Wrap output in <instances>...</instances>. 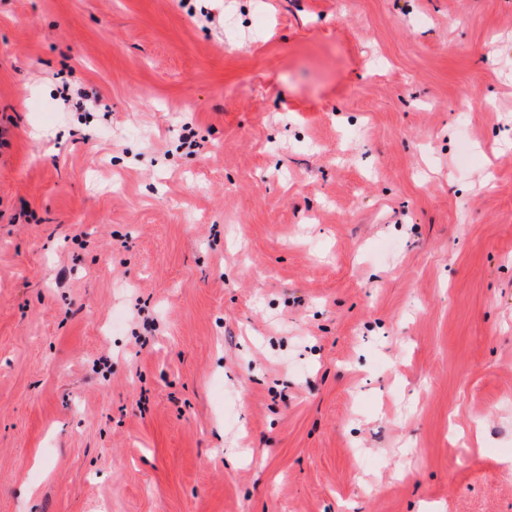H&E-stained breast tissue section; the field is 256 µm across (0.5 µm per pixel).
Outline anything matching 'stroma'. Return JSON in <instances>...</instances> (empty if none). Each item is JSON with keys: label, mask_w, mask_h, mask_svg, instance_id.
I'll return each instance as SVG.
<instances>
[{"label": "stroma", "mask_w": 512, "mask_h": 512, "mask_svg": "<svg viewBox=\"0 0 512 512\" xmlns=\"http://www.w3.org/2000/svg\"><path fill=\"white\" fill-rule=\"evenodd\" d=\"M0 512H512V0H0Z\"/></svg>", "instance_id": "35a3bbf8"}]
</instances>
